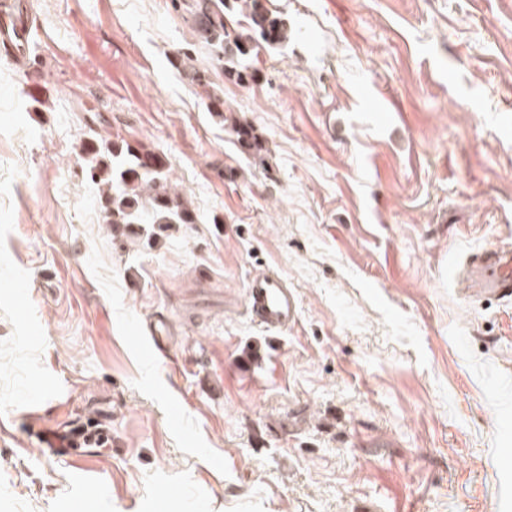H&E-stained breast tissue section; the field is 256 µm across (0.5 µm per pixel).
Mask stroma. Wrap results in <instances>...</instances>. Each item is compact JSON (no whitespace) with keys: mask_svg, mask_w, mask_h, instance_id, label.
Returning <instances> with one entry per match:
<instances>
[{"mask_svg":"<svg viewBox=\"0 0 512 512\" xmlns=\"http://www.w3.org/2000/svg\"><path fill=\"white\" fill-rule=\"evenodd\" d=\"M30 3L27 63L0 53V512H512V302L472 274L512 249V0H266L291 36L215 76L221 118L174 0ZM92 130L164 151L196 223L108 224ZM266 270L282 330L245 310ZM230 127L241 150L254 157H260L262 145L253 127L240 121H233ZM245 305L252 319L270 330L287 328L295 321V298L284 279L272 271L249 279Z\"/></svg>","mask_w":512,"mask_h":512,"instance_id":"stroma-1","label":"stroma"}]
</instances>
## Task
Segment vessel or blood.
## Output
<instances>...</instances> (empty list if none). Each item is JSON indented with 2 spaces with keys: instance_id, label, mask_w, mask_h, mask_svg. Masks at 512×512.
Here are the masks:
<instances>
[{
  "instance_id": "obj_1",
  "label": "vessel or blood",
  "mask_w": 512,
  "mask_h": 512,
  "mask_svg": "<svg viewBox=\"0 0 512 512\" xmlns=\"http://www.w3.org/2000/svg\"><path fill=\"white\" fill-rule=\"evenodd\" d=\"M32 39V21L27 0H0V44L8 46L15 59H22ZM483 293L512 299V251L495 248L479 257ZM245 305L252 319L270 330L288 327L296 317L295 298L284 279L265 271L247 283Z\"/></svg>"
}]
</instances>
